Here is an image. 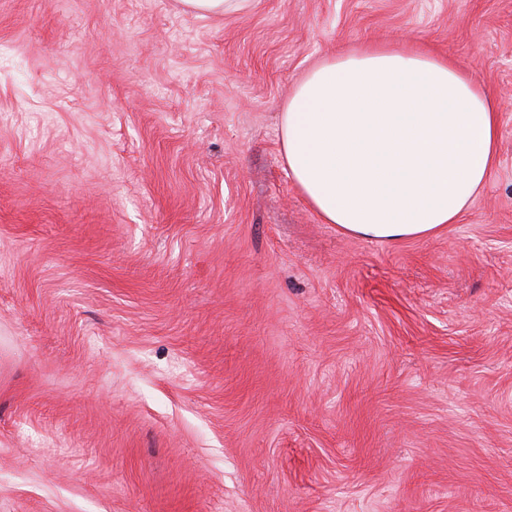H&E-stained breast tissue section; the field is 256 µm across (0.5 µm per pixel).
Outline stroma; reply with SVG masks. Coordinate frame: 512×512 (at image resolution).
<instances>
[{
  "instance_id": "1",
  "label": "stroma",
  "mask_w": 512,
  "mask_h": 512,
  "mask_svg": "<svg viewBox=\"0 0 512 512\" xmlns=\"http://www.w3.org/2000/svg\"><path fill=\"white\" fill-rule=\"evenodd\" d=\"M403 40L496 98L498 164L353 237L279 114ZM0 512H512V0H0ZM245 1L247 0H179L185 13L201 18L224 15L229 10L240 8Z\"/></svg>"
}]
</instances>
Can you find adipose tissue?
<instances>
[{
  "label": "adipose tissue",
  "instance_id": "ef3b65f1",
  "mask_svg": "<svg viewBox=\"0 0 512 512\" xmlns=\"http://www.w3.org/2000/svg\"><path fill=\"white\" fill-rule=\"evenodd\" d=\"M498 104L453 61L369 46L310 69L280 115L283 157L323 223L382 241L461 216L497 162Z\"/></svg>",
  "mask_w": 512,
  "mask_h": 512
}]
</instances>
